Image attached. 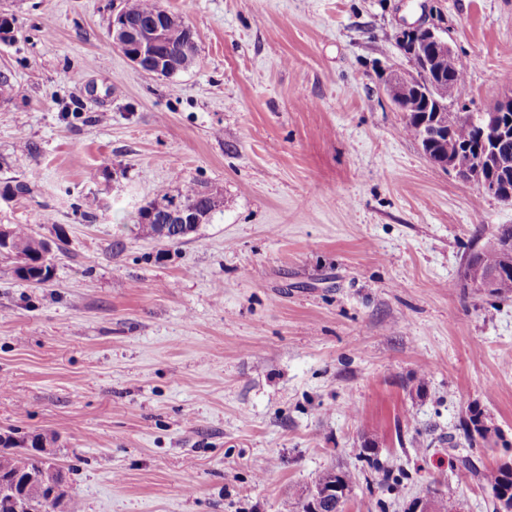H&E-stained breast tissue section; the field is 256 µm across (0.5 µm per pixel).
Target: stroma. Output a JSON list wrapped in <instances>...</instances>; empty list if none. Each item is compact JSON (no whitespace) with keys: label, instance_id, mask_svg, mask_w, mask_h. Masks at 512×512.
I'll list each match as a JSON object with an SVG mask.
<instances>
[{"label":"stroma","instance_id":"obj_1","mask_svg":"<svg viewBox=\"0 0 512 512\" xmlns=\"http://www.w3.org/2000/svg\"><path fill=\"white\" fill-rule=\"evenodd\" d=\"M163 3L201 34L171 77L112 46V0H0V189L33 188L0 224L64 238L42 286L0 259V429L51 438L79 512H300L332 470L346 512H486L451 464L512 462V296L461 277L512 204L434 165L383 86L419 22L466 68L453 111L485 110L512 0ZM187 179L222 195L209 223L141 235Z\"/></svg>","mask_w":512,"mask_h":512}]
</instances>
